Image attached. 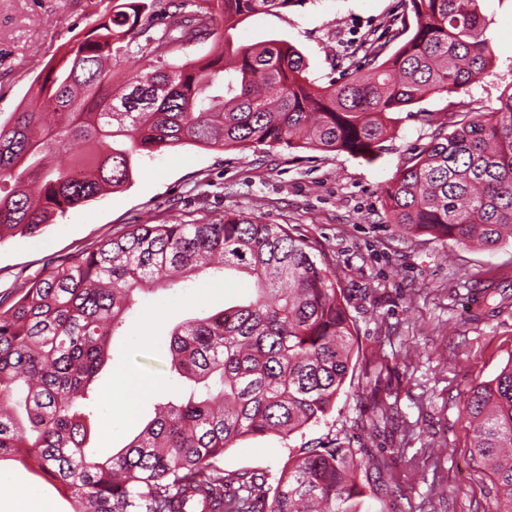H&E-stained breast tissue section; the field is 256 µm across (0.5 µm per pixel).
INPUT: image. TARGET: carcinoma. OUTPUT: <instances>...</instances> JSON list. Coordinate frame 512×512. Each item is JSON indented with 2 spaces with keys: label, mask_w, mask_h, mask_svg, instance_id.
Returning a JSON list of instances; mask_svg holds the SVG:
<instances>
[{
  "label": "carcinoma",
  "mask_w": 512,
  "mask_h": 512,
  "mask_svg": "<svg viewBox=\"0 0 512 512\" xmlns=\"http://www.w3.org/2000/svg\"><path fill=\"white\" fill-rule=\"evenodd\" d=\"M189 2L112 0L37 83L56 122L32 105L0 123V239L40 235L69 210L124 190L138 159L165 149L374 154L394 114L457 94L493 65L482 0H400L402 12L364 36L323 86L308 81L305 56L284 39L233 47L238 21L301 0H202L190 11ZM209 39L207 56L166 61ZM138 55L156 65L112 91L114 73ZM497 101H459L443 117L415 112L431 141L404 163L384 206L402 236L486 248L512 239V86ZM75 142L84 151L71 156ZM209 269L247 274L255 298L176 325L170 370L185 391L111 457H89L93 388L137 293ZM344 301L285 224L235 211L202 224H133L0 308V459L35 465L73 512H362L375 489L358 473L387 468L365 448H310L288 460L271 492L244 472L230 495L215 465L244 438H287L333 409L357 336ZM468 415L472 460L491 471L512 512V362L471 388Z\"/></svg>",
  "instance_id": "cac0c4a2"
}]
</instances>
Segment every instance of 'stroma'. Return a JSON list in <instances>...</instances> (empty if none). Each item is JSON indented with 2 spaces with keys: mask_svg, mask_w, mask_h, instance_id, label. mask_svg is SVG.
Masks as SVG:
<instances>
[{
  "mask_svg": "<svg viewBox=\"0 0 512 512\" xmlns=\"http://www.w3.org/2000/svg\"><path fill=\"white\" fill-rule=\"evenodd\" d=\"M112 0H0V121L31 103L44 67L85 37ZM399 0H304L238 24L239 43L285 39L322 84L367 33L383 29ZM494 66L469 89L495 105L512 84V0H484ZM431 130L400 113L373 159L254 145H185L144 158L123 191L69 210L44 234L0 241V302L61 260L129 225L207 222L227 211L288 225L313 248L347 297L357 331L352 367L332 411L290 437H249L225 450V476L248 472L275 487L289 457L337 444L386 455L381 492L401 512H496L492 479L471 459L463 412L468 389L512 361V242L494 249L422 235L403 239L382 221L385 191ZM243 275H200L188 287L141 293L114 336L99 384L101 418L91 451L105 458L138 434L157 405L179 394L169 334L183 321L249 297ZM72 512L67 497L18 461H0V512Z\"/></svg>",
  "mask_w": 512,
  "mask_h": 512,
  "instance_id": "35a3bbf8",
  "label": "stroma"
}]
</instances>
